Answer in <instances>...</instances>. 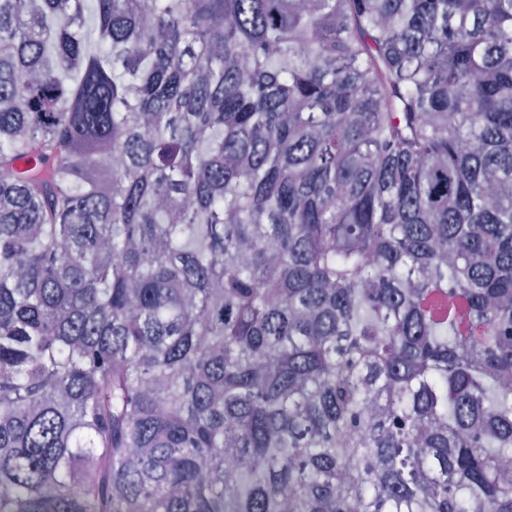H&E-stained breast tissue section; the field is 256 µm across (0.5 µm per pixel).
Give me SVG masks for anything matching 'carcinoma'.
<instances>
[{
  "instance_id": "cac0c4a2",
  "label": "carcinoma",
  "mask_w": 512,
  "mask_h": 512,
  "mask_svg": "<svg viewBox=\"0 0 512 512\" xmlns=\"http://www.w3.org/2000/svg\"><path fill=\"white\" fill-rule=\"evenodd\" d=\"M0 512H512V0H0Z\"/></svg>"
}]
</instances>
